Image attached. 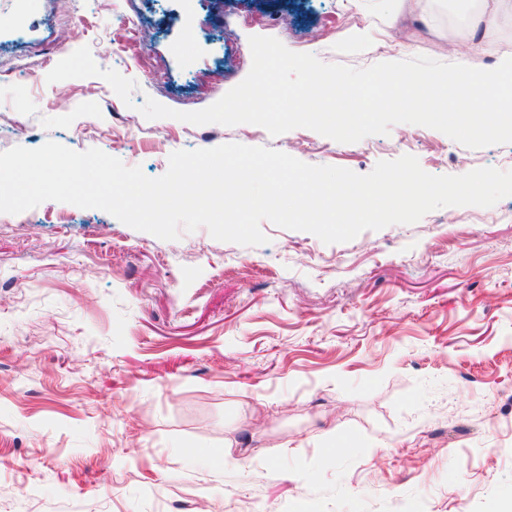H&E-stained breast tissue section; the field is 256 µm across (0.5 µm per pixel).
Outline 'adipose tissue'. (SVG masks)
I'll return each mask as SVG.
<instances>
[{"label": "adipose tissue", "mask_w": 512, "mask_h": 512, "mask_svg": "<svg viewBox=\"0 0 512 512\" xmlns=\"http://www.w3.org/2000/svg\"><path fill=\"white\" fill-rule=\"evenodd\" d=\"M512 25V0H477L472 37L475 51H482L494 28ZM495 79H488L469 58H460L445 72L403 74L384 69L371 81L392 90V108H420L426 119L437 123L464 120L473 134L512 131V56L501 58Z\"/></svg>", "instance_id": "ef3b65f1"}]
</instances>
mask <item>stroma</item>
Instances as JSON below:
<instances>
[{"label": "stroma", "mask_w": 512, "mask_h": 512, "mask_svg": "<svg viewBox=\"0 0 512 512\" xmlns=\"http://www.w3.org/2000/svg\"><path fill=\"white\" fill-rule=\"evenodd\" d=\"M433 30L386 26L393 0H237L262 35L326 64L431 56L467 0H430ZM324 37H311L316 28ZM250 31L208 0H0V152L53 140L166 173L182 149L240 143L370 173L415 156L432 175L512 171V144L468 148L424 126L340 143L307 128L146 119L191 112L241 83ZM110 47L136 81L47 83L42 58ZM164 60L145 73L140 58ZM470 160L458 164V157ZM458 222L449 223V214ZM266 244L207 228L163 240L99 209L46 201L0 213V512H500L512 498V197L327 244L262 221ZM233 459L230 467L209 455Z\"/></svg>", "instance_id": "obj_1"}]
</instances>
